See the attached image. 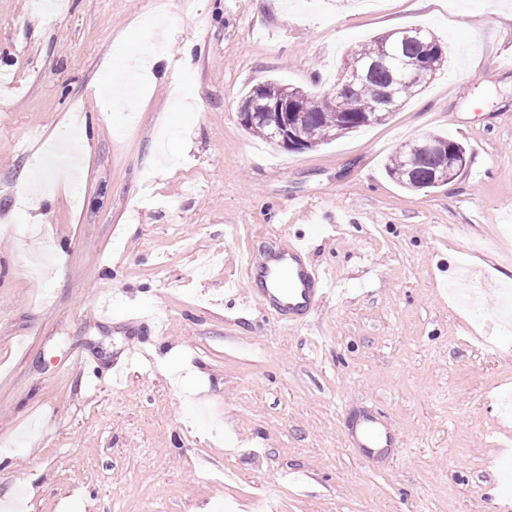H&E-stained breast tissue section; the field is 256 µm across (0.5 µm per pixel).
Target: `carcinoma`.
Instances as JSON below:
<instances>
[{"label":"carcinoma","instance_id":"cac0c4a2","mask_svg":"<svg viewBox=\"0 0 512 512\" xmlns=\"http://www.w3.org/2000/svg\"><path fill=\"white\" fill-rule=\"evenodd\" d=\"M383 39L395 43L396 56L408 62L418 59L425 44L431 42L440 51L436 58L437 69H442L447 63V47L425 27H411L380 35L357 46L347 55L340 69L343 78L352 72L358 74L355 84L344 92L336 96L327 93L315 98L298 88L286 87L289 97L299 104L307 103L311 106L309 112L296 113L294 149H311L342 134L380 123V120L376 119L375 109L380 107L383 92L388 89H396V98L391 109L382 113L386 119L408 98L422 90L419 85L400 82L397 67L378 63L376 49ZM245 129L268 141L272 140L273 128L262 112L256 113L254 120L247 123ZM433 140L443 147V151H424L420 149L419 139L411 140L396 150L387 163L386 171L389 177L412 191L439 187L436 182L438 168L445 162L462 159L467 155V150L459 142L441 135L433 136Z\"/></svg>","mask_w":512,"mask_h":512}]
</instances>
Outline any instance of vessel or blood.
Here are the masks:
<instances>
[{
  "mask_svg": "<svg viewBox=\"0 0 512 512\" xmlns=\"http://www.w3.org/2000/svg\"><path fill=\"white\" fill-rule=\"evenodd\" d=\"M308 251V238L302 234L272 254L270 262H258L255 253H247L243 273L251 286L241 295V305L249 310L272 309L286 325L303 323L333 292L328 270L308 261ZM351 445L370 452L394 448L397 441L377 417L369 415L353 427Z\"/></svg>",
  "mask_w": 512,
  "mask_h": 512,
  "instance_id": "obj_1",
  "label": "vessel or blood"
}]
</instances>
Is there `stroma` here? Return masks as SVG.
I'll list each match as a JSON object with an SVG mask.
<instances>
[{"label": "stroma", "instance_id": "stroma-1", "mask_svg": "<svg viewBox=\"0 0 512 512\" xmlns=\"http://www.w3.org/2000/svg\"><path fill=\"white\" fill-rule=\"evenodd\" d=\"M160 10L166 57L113 105ZM421 26L448 65L387 121L300 152L242 127L253 86L324 92ZM510 56L512 0H0V512H512ZM433 133L465 169L404 189L388 159ZM303 230L338 294L235 321L242 254ZM361 414L394 454L348 446Z\"/></svg>", "mask_w": 512, "mask_h": 512}]
</instances>
